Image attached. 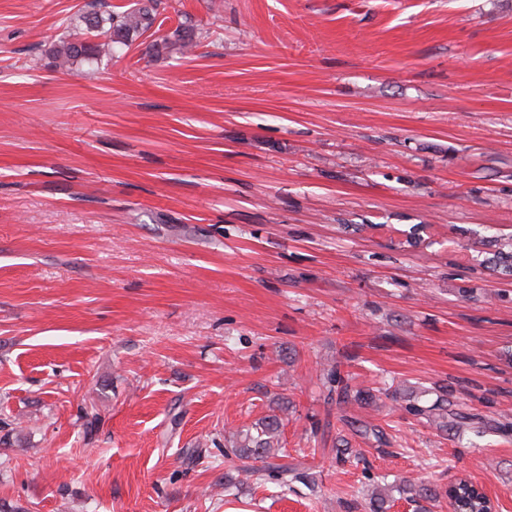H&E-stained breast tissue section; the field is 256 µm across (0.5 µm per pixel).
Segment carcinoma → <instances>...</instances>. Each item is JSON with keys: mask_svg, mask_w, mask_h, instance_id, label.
<instances>
[{"mask_svg": "<svg viewBox=\"0 0 512 512\" xmlns=\"http://www.w3.org/2000/svg\"><path fill=\"white\" fill-rule=\"evenodd\" d=\"M154 0H137L133 4L115 6L111 10L100 11L96 6L79 15V25L75 26L68 37L54 44L49 56L55 68L62 71L72 70L78 63L92 64L98 60L105 50L112 51L116 46H129L135 38L151 31L157 22V12L152 6ZM102 36L104 43L94 41ZM198 34L188 25H181L173 33V38H163V43L174 47L180 54H185L197 46ZM322 376L327 384L328 394H336V402L341 404L351 398H367L371 402L380 400V396H389L387 390L381 388L378 394H371L363 389H352L349 379L341 374L336 367L323 370ZM405 410L416 417H424L441 431L454 428L462 431L473 424V419L461 412H448V400L425 407L418 402H411ZM288 449L282 440L280 422L277 417L269 416L245 430L239 439L224 449V460L240 462L236 467V475L224 476V488L229 489L243 476L253 477L258 481L276 484H288L293 479L303 478V473L287 462ZM260 462L255 467L251 462ZM406 495V500L414 502L419 512H428L426 504L436 503L448 498L453 493L458 509L461 512H485L491 505L476 488L464 481H459L452 491L439 489L424 478L404 480L393 487L384 484V478L373 481L372 488L367 490V508L369 512H388L393 501L392 491Z\"/></svg>", "mask_w": 512, "mask_h": 512, "instance_id": "cac0c4a2", "label": "carcinoma"}]
</instances>
